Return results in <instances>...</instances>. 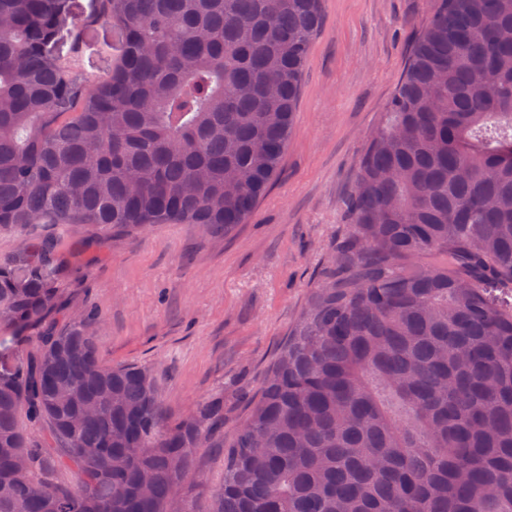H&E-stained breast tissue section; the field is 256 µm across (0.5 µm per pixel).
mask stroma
Returning a JSON list of instances; mask_svg holds the SVG:
<instances>
[{"instance_id": "1", "label": "stroma", "mask_w": 512, "mask_h": 512, "mask_svg": "<svg viewBox=\"0 0 512 512\" xmlns=\"http://www.w3.org/2000/svg\"><path fill=\"white\" fill-rule=\"evenodd\" d=\"M431 0H325L278 174L247 223L228 234L201 224L115 229L96 224L0 227V256L53 238L78 262L59 285L46 325L95 309L105 365L150 367L168 415L224 396L232 442L280 348L308 307L348 225V204L370 132L407 68ZM119 34L91 30L81 56L110 74ZM224 451L203 448L176 512H210Z\"/></svg>"}]
</instances>
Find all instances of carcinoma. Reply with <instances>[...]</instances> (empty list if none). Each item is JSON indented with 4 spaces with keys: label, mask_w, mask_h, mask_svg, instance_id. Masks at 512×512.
I'll use <instances>...</instances> for the list:
<instances>
[{
    "label": "carcinoma",
    "mask_w": 512,
    "mask_h": 512,
    "mask_svg": "<svg viewBox=\"0 0 512 512\" xmlns=\"http://www.w3.org/2000/svg\"><path fill=\"white\" fill-rule=\"evenodd\" d=\"M323 0H0V226L244 224ZM118 30L112 73L78 72ZM512 0H433L359 161L348 232L224 454L212 512H512ZM72 258L0 260V512H170L224 398L170 421L82 314L21 343ZM49 424L72 488L35 471ZM54 487L45 500L39 487ZM122 51L119 34L107 24L91 30L81 56L82 67L95 79H102L112 71V63Z\"/></svg>",
    "instance_id": "1"
}]
</instances>
